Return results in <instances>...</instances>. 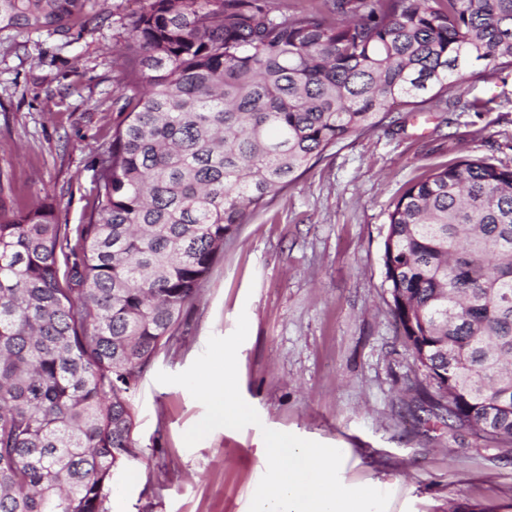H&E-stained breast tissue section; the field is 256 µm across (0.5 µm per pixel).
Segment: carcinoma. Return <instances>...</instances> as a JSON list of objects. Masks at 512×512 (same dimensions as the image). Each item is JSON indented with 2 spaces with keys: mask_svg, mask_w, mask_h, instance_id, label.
I'll return each mask as SVG.
<instances>
[{
  "mask_svg": "<svg viewBox=\"0 0 512 512\" xmlns=\"http://www.w3.org/2000/svg\"><path fill=\"white\" fill-rule=\"evenodd\" d=\"M86 0H0L69 30ZM144 0L87 223L0 200V512H110L130 396L246 217L338 142L512 69V0ZM395 315L451 428L512 441V168L468 158L389 212Z\"/></svg>",
  "mask_w": 512,
  "mask_h": 512,
  "instance_id": "1",
  "label": "carcinoma"
}]
</instances>
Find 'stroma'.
<instances>
[{"instance_id":"obj_1","label":"stroma","mask_w":512,"mask_h":512,"mask_svg":"<svg viewBox=\"0 0 512 512\" xmlns=\"http://www.w3.org/2000/svg\"><path fill=\"white\" fill-rule=\"evenodd\" d=\"M140 0H87L60 33L0 30V198L50 202L85 223L94 167L124 115L119 50ZM461 106L397 112V126L347 139L247 217L177 336L130 403L137 454L115 470L123 512H249L267 464L262 428L340 449L348 487L388 492L387 512H512V443H485L423 409L415 361L393 313L383 262L388 213L412 184L472 156L512 167V71L465 78ZM238 350L243 399L260 425L183 434L204 407L157 372L186 370L210 336Z\"/></svg>"}]
</instances>
